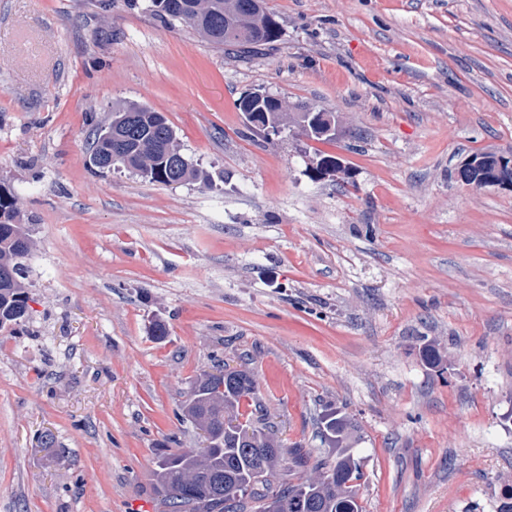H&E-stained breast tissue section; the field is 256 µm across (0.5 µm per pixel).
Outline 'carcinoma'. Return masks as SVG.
Here are the masks:
<instances>
[{
    "mask_svg": "<svg viewBox=\"0 0 512 512\" xmlns=\"http://www.w3.org/2000/svg\"><path fill=\"white\" fill-rule=\"evenodd\" d=\"M154 14L178 21L211 44L249 50L270 45L280 27L265 0H151ZM238 108L254 125L281 127L288 112L279 99L248 93ZM303 132L318 141L336 139L335 118L298 106ZM94 127L90 154L100 162L93 172L112 170V152L120 162L151 182L170 185L204 176L181 153L176 132L166 117L146 106L129 104L112 112L108 121L88 115ZM499 154L476 152L484 177L500 175L512 183V167L496 169ZM32 241L17 201L0 185V327L19 326L28 317L26 264ZM256 382L246 370H219L200 378L182 407L183 417L208 430L211 446L163 457L156 471V492L169 512H362L353 482L360 479L349 458L319 459L316 479L296 484L271 481L285 461L283 448L262 427L239 422L241 402L253 399Z\"/></svg>",
    "mask_w": 512,
    "mask_h": 512,
    "instance_id": "1",
    "label": "carcinoma"
}]
</instances>
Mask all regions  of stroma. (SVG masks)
Wrapping results in <instances>:
<instances>
[{
    "label": "stroma",
    "mask_w": 512,
    "mask_h": 512,
    "mask_svg": "<svg viewBox=\"0 0 512 512\" xmlns=\"http://www.w3.org/2000/svg\"><path fill=\"white\" fill-rule=\"evenodd\" d=\"M267 7L281 37L242 59L150 0H0V183L32 235L29 318L0 331V512H165L154 471L202 447L181 408L220 362L285 448L359 462L362 512L512 490V188L458 176L512 149V0ZM256 90L339 136L259 132ZM127 102L211 187L91 172L87 114ZM297 109L303 112H296L298 122L303 132L310 138L318 141H332L336 139L335 118L328 112H307L310 110L306 105H297Z\"/></svg>",
    "instance_id": "obj_1"
}]
</instances>
